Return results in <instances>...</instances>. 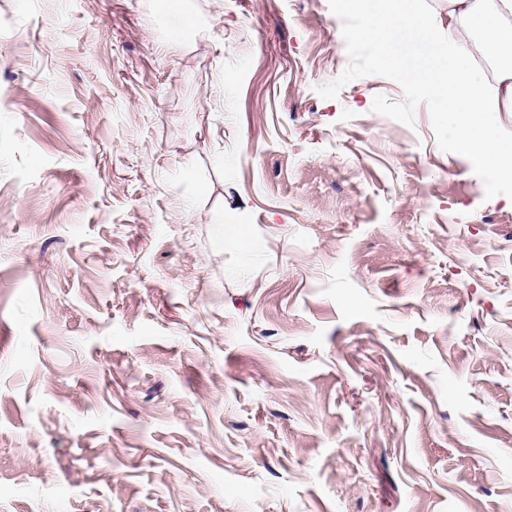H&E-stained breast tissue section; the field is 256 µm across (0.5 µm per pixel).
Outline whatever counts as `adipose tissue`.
I'll use <instances>...</instances> for the list:
<instances>
[{"label":"adipose tissue","instance_id":"adipose-tissue-1","mask_svg":"<svg viewBox=\"0 0 512 512\" xmlns=\"http://www.w3.org/2000/svg\"><path fill=\"white\" fill-rule=\"evenodd\" d=\"M447 2L444 42L417 0H341V7L362 14L359 34L377 44L383 66L438 93L458 149L512 181V142L500 139L488 120L512 112V0ZM477 55L495 60L492 80L476 72Z\"/></svg>","mask_w":512,"mask_h":512}]
</instances>
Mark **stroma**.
<instances>
[{
    "mask_svg": "<svg viewBox=\"0 0 512 512\" xmlns=\"http://www.w3.org/2000/svg\"><path fill=\"white\" fill-rule=\"evenodd\" d=\"M184 2L0 0V512H512V183L339 0Z\"/></svg>",
    "mask_w": 512,
    "mask_h": 512,
    "instance_id": "35a3bbf8",
    "label": "stroma"
}]
</instances>
